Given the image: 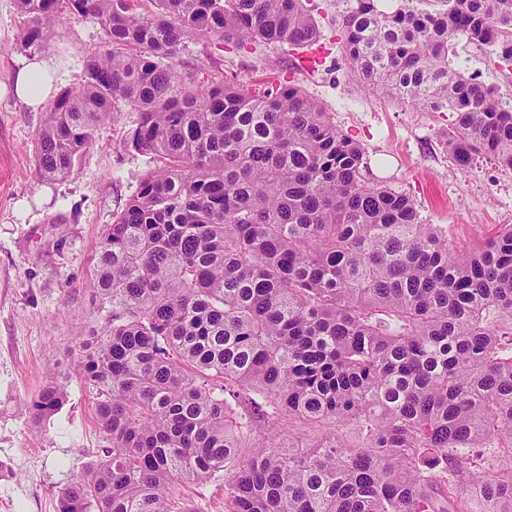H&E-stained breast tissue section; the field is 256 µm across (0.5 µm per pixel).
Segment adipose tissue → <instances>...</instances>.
Listing matches in <instances>:
<instances>
[{"label": "adipose tissue", "mask_w": 512, "mask_h": 512, "mask_svg": "<svg viewBox=\"0 0 512 512\" xmlns=\"http://www.w3.org/2000/svg\"><path fill=\"white\" fill-rule=\"evenodd\" d=\"M61 80L55 58L38 55L17 70L11 83L17 99L31 111L38 112L54 97Z\"/></svg>", "instance_id": "obj_1"}]
</instances>
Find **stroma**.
Segmentation results:
<instances>
[{
  "label": "stroma",
  "mask_w": 512,
  "mask_h": 512,
  "mask_svg": "<svg viewBox=\"0 0 512 512\" xmlns=\"http://www.w3.org/2000/svg\"><path fill=\"white\" fill-rule=\"evenodd\" d=\"M313 2L323 53L315 69L301 70L285 45L240 51L212 37L189 43L179 57L180 72L201 82L215 77L249 86L295 80L362 144L371 178L413 198L421 223L439 225L455 244L512 224V170L483 159L461 171L441 144L451 113L416 110L349 79L342 2ZM23 25L16 0H0V82L29 57L16 47ZM99 43L93 22L61 19L43 52L58 61L62 87L80 83ZM451 58L501 95L512 94V66L488 49L462 41ZM44 118V112L0 98V512H58L63 488L107 447L92 399L72 369L74 338L100 326L106 315L88 288L102 233L159 165L124 147L137 115L121 106L98 126L93 145L64 180H42L35 138ZM56 373L67 377L65 404L34 422L25 403ZM172 506L173 512H224L223 479L178 483Z\"/></svg>",
  "instance_id": "stroma-1"
}]
</instances>
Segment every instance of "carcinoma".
Here are the masks:
<instances>
[{"mask_svg":"<svg viewBox=\"0 0 512 512\" xmlns=\"http://www.w3.org/2000/svg\"><path fill=\"white\" fill-rule=\"evenodd\" d=\"M16 2L26 52L64 15L101 34L46 110L39 176L64 179L120 103L124 146L162 161L101 238L111 311L77 370L108 447L59 512H171L176 483L220 473L225 512H512V224L454 245L298 85L178 71L214 36L313 44L312 0ZM421 2L343 0L346 73L455 114L458 169H512V105L449 59L464 39L511 64L512 0ZM64 396L53 376L27 406Z\"/></svg>","mask_w":512,"mask_h":512,"instance_id":"carcinoma-1","label":"carcinoma"}]
</instances>
